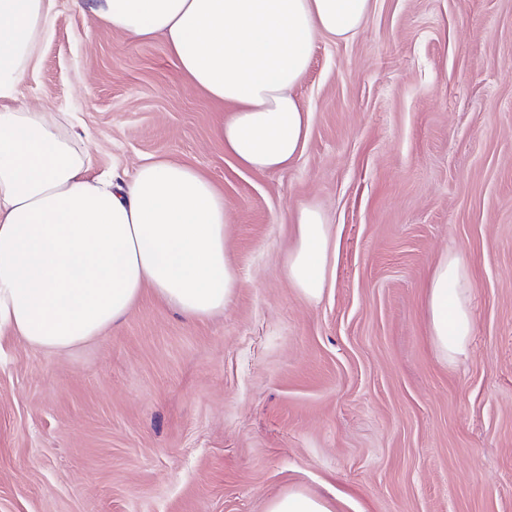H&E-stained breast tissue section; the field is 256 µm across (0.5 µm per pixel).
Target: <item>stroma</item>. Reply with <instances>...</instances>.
Wrapping results in <instances>:
<instances>
[{
	"label": "stroma",
	"mask_w": 512,
	"mask_h": 512,
	"mask_svg": "<svg viewBox=\"0 0 512 512\" xmlns=\"http://www.w3.org/2000/svg\"><path fill=\"white\" fill-rule=\"evenodd\" d=\"M297 94L299 158L242 167L162 37L56 0L19 104L73 113L91 174L204 173L238 285L203 320L145 289L67 353L1 341L0 512H264L294 487L334 512H512V0H376ZM303 205L336 230L316 304L284 275ZM448 253L473 287L455 363L426 312Z\"/></svg>",
	"instance_id": "35a3bbf8"
}]
</instances>
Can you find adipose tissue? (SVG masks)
<instances>
[{"label": "adipose tissue", "instance_id": "obj_1", "mask_svg": "<svg viewBox=\"0 0 512 512\" xmlns=\"http://www.w3.org/2000/svg\"><path fill=\"white\" fill-rule=\"evenodd\" d=\"M108 27L163 36L191 84L232 111L217 134L241 166L278 171L299 155L310 112L296 94L319 36L347 39L373 0H82ZM56 0H0V337L67 352L126 318L144 288L190 319L223 312L237 284L230 213L196 169L166 159L93 178L79 134L51 112L15 105L38 64ZM284 273L310 303L333 272L323 213L301 206ZM467 260L440 261L428 285L442 359L473 334Z\"/></svg>", "mask_w": 512, "mask_h": 512}]
</instances>
